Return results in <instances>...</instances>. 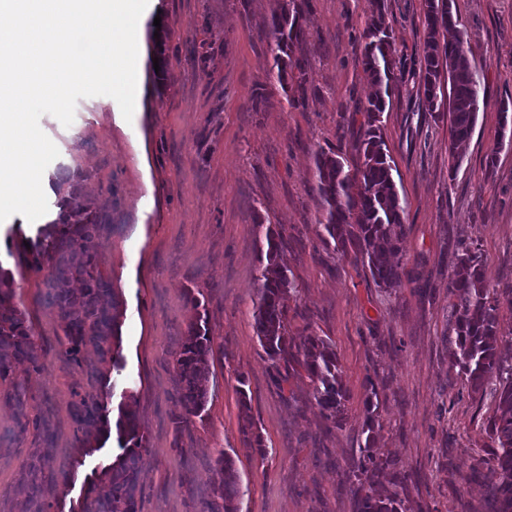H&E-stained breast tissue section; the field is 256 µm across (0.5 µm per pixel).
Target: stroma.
Masks as SVG:
<instances>
[{
    "label": "stroma",
    "mask_w": 512,
    "mask_h": 512,
    "mask_svg": "<svg viewBox=\"0 0 512 512\" xmlns=\"http://www.w3.org/2000/svg\"><path fill=\"white\" fill-rule=\"evenodd\" d=\"M273 4L153 0L132 120L94 97L77 101L85 126L44 116L41 128L59 150L42 178L47 199L71 193L110 216L96 261L117 303L123 369L93 350L62 362L63 332L41 277L16 279L43 368L16 363L0 383V512H22L19 488L39 448L52 453L42 476L50 512H78L117 450L111 438L84 453L77 406L84 395L111 389L137 395L146 436L141 512H199L222 478L223 453L233 457L245 491L240 512H357L350 485L370 401L380 422L373 452L388 463L376 489L399 490L408 512H492L479 474L491 458L483 428L495 398L491 389L473 390L450 364L448 279L467 244L478 249L489 286L512 289V139L499 111L501 101L512 102V0H455L487 95L458 171L450 169L448 116L426 110L418 77L404 74L391 95L382 132L406 233L401 277L387 289L319 237L325 205L314 176L322 149L341 153L346 166L359 162L360 108L371 87L357 61L358 38L370 0H311L309 36L295 50L307 62L305 79L285 88L267 44ZM423 8L424 0H386L398 65L420 52ZM258 92L268 104L256 110ZM265 224L281 232L283 261L298 287L288 301L289 336L313 332L336 351L348 397L342 427L327 429L296 361L278 388L260 347L253 313ZM45 225L18 214L0 222V266L15 268L22 238ZM194 296L213 337L208 402L179 428L172 353L194 316ZM19 390L45 430L20 431ZM248 419L262 446L245 440Z\"/></svg>",
    "instance_id": "stroma-1"
}]
</instances>
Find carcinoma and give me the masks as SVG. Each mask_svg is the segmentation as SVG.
<instances>
[{"label": "carcinoma", "mask_w": 512, "mask_h": 512, "mask_svg": "<svg viewBox=\"0 0 512 512\" xmlns=\"http://www.w3.org/2000/svg\"><path fill=\"white\" fill-rule=\"evenodd\" d=\"M454 0H425L422 53L419 55L420 88L427 110H448V150L461 160L458 148L474 130L479 112L480 83L472 68L470 50L461 20L453 12ZM385 0H371V15L360 38V56L374 94L363 107L365 131L359 142V164L345 168L344 158L334 152L319 151L314 158L318 188L327 205L319 221V236L334 244L343 254H353L367 264L371 277L380 288H391L400 278V243L405 233L404 208L401 206L392 166L382 134L386 98L397 79L393 58L392 29L385 20ZM304 10L296 0H278L268 23L272 39L273 68L283 91L288 77L303 71L304 61L293 57L294 49L308 37L303 24ZM448 95H443V84ZM56 218L46 238L29 243L17 258V267L43 276L47 295L55 306L63 338L62 356L79 361L92 348L104 353L103 345L117 332V313L112 289L96 262L98 238L106 214L84 205L74 197L60 198ZM266 265L257 276L254 311L256 336L272 361L288 351V298L296 293L288 268L280 265L282 240L272 227L265 231ZM452 298L449 323L452 336V366L458 369L475 390L493 379L496 406L487 418L484 431L494 444L491 463L482 473L493 503V512H512V361L504 360L502 348L512 346L499 336L500 304L512 307V290L497 293L489 287L482 270V259L475 248L462 247L455 256L454 270L448 279ZM195 310L188 336L173 352L177 389L183 413L176 417L182 427L201 416L208 399L211 336L205 306L190 298ZM38 336L32 322L16 302L12 274L0 266V382L5 381L17 360L27 361L33 370L42 369L36 354ZM300 365L312 384L311 397L325 421L339 427L345 420L347 395L332 344L321 336L300 338ZM16 423L23 431L40 429L39 419H30L26 403L17 394ZM78 430L81 447L87 454L100 449L99 441L109 431L110 410L99 396L81 402ZM369 435L365 444L366 460L354 475L352 491L358 498L359 512H406L396 491L380 495L367 484L386 463L372 454L375 423L374 405L367 407ZM120 453L102 468L85 496L80 512H140L138 472L146 437L133 408L131 397L122 395L115 423ZM49 449L36 451L26 474L25 512H48L41 495L42 470L49 463ZM221 481L212 491L214 499H204L202 512H239L244 495L234 460L222 454L218 460ZM223 504H217V500Z\"/></svg>", "instance_id": "obj_1"}]
</instances>
